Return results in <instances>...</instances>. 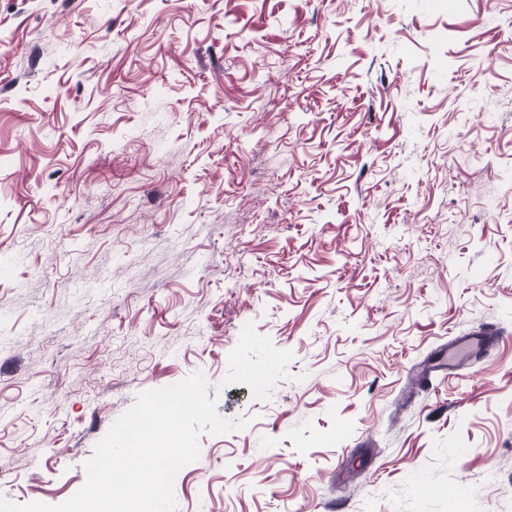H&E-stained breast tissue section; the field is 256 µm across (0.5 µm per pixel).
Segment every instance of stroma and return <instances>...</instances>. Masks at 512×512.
Masks as SVG:
<instances>
[{"instance_id":"stroma-1","label":"stroma","mask_w":512,"mask_h":512,"mask_svg":"<svg viewBox=\"0 0 512 512\" xmlns=\"http://www.w3.org/2000/svg\"><path fill=\"white\" fill-rule=\"evenodd\" d=\"M196 372L177 512H512V0H0V495ZM488 340L482 336H460L457 337L448 348V360L443 359L435 367L438 370L452 372L458 366L469 361L473 357L486 354L489 350Z\"/></svg>"}]
</instances>
